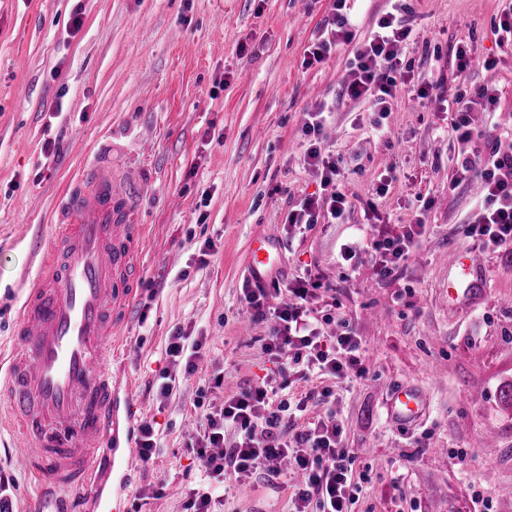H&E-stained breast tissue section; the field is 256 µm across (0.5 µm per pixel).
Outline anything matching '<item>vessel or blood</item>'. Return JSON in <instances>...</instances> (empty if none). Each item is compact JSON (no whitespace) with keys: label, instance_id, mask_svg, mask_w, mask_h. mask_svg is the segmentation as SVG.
Listing matches in <instances>:
<instances>
[{"label":"vessel or blood","instance_id":"1","mask_svg":"<svg viewBox=\"0 0 512 512\" xmlns=\"http://www.w3.org/2000/svg\"><path fill=\"white\" fill-rule=\"evenodd\" d=\"M131 209L128 190L116 188L97 166L66 193L56 239L43 251L38 278L23 299L16 347L0 369V396L20 425L28 472L74 497H98L97 467L111 459L120 418L138 411L113 386L109 369L112 341L135 299L131 269L142 227L130 223ZM271 262V243L255 240L249 276L263 277ZM446 262L449 295L471 299L486 280L478 260L453 251ZM386 410L392 421L412 425L426 415L427 401L403 386ZM111 461L124 475L136 457Z\"/></svg>","mask_w":512,"mask_h":512}]
</instances>
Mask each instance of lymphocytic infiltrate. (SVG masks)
<instances>
[{"label": "lymphocytic infiltrate", "mask_w": 512, "mask_h": 512, "mask_svg": "<svg viewBox=\"0 0 512 512\" xmlns=\"http://www.w3.org/2000/svg\"><path fill=\"white\" fill-rule=\"evenodd\" d=\"M347 0H331L330 12L319 34L308 46L306 65L323 62L337 42H351L352 23L346 12ZM406 6L395 0L365 41L356 44L354 62L349 72L345 93L352 100L369 101L375 111L388 112L398 78L407 77L398 48L411 38L412 30L402 14ZM497 91L483 86L473 96L459 94L449 98L445 110L449 129L460 149L456 157L458 179H479L483 192V209L465 228L467 237L483 248L499 252L512 251V148L493 146L487 155H469L465 146L480 133L472 112L482 105L495 111ZM324 107L309 112L303 126L308 141L305 161L320 168L327 196L304 198L297 209L288 213L291 226L302 227L326 219L343 223L352 203L338 183L336 162L321 146ZM423 224H385L371 242L378 276L386 277L408 259L424 234ZM323 283L315 275L294 279L288 292L291 303L271 307L267 288L257 281L245 280L243 302L253 318L274 319L265 336L262 350L277 366L275 376L260 384L244 388L225 400L218 413L209 415L202 437L203 445L196 453L214 478L229 480L252 475L275 461L289 459L300 474L294 496L295 512H351L358 486L353 478L352 457L342 446V431L335 417L308 423L293 436H286L287 401L277 394L286 387L290 368L301 367L303 374H316L345 380L363 373L362 347L358 336L342 333L325 339L318 328L315 300ZM233 429L236 439L225 444L224 432Z\"/></svg>", "instance_id": "lymphocytic-infiltrate-1"}]
</instances>
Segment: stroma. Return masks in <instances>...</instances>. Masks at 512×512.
<instances>
[{
    "label": "stroma",
    "instance_id": "obj_1",
    "mask_svg": "<svg viewBox=\"0 0 512 512\" xmlns=\"http://www.w3.org/2000/svg\"><path fill=\"white\" fill-rule=\"evenodd\" d=\"M512 0H406L411 64L387 116L342 94L353 53L337 45L304 67L329 0H0V355L54 232L64 188L97 164L118 182L138 174L132 219L142 225L126 312L112 365L119 390L151 421L157 450L126 482V512H193L205 476L193 445L208 414L271 375L261 352L267 323L241 301L254 237L270 238L268 279L313 271L334 288L325 335L352 330L363 377L291 376L281 398L306 402V423L335 416L359 491L352 512H512V253L491 252L462 227L478 211L480 185L449 190L457 145L439 102L415 86L437 81L442 96L498 94L494 114L475 110L483 134L469 153L512 146V53L495 43L493 20ZM81 29H74V17ZM475 48L458 72L453 48ZM496 58L486 68L487 58ZM327 104L323 145L339 162L354 204L346 223L288 227L289 210L321 192L304 162L305 115ZM392 179L384 194L375 181ZM423 219L427 231L393 275L375 273L368 246L377 225ZM214 248L203 253L205 241ZM359 241L343 260L342 244ZM477 256L487 279L473 303L448 301L449 252ZM206 339L194 373L169 361L176 329ZM175 384L158 395L161 373ZM222 387L211 388L214 374ZM407 384L429 400L416 426L393 423L386 399ZM331 387L335 400L314 396ZM465 454L454 464L453 454ZM0 473L12 512H53L9 432L0 431ZM296 480L257 472L230 481L218 512H291Z\"/></svg>",
    "mask_w": 512,
    "mask_h": 512
}]
</instances>
